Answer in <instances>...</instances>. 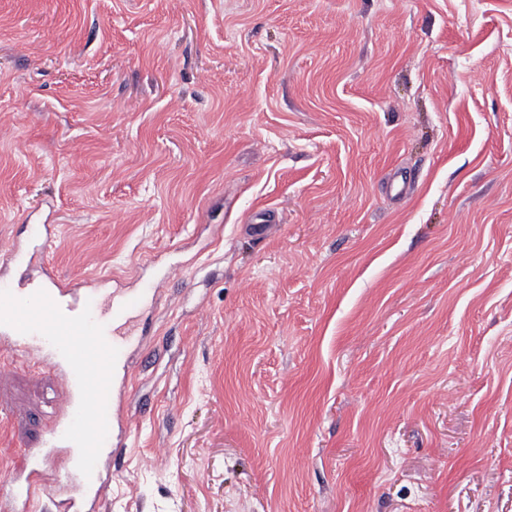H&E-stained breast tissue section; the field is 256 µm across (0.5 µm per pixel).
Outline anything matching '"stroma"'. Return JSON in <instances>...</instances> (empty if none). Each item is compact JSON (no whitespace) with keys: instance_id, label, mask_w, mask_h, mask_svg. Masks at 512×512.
<instances>
[{"instance_id":"obj_1","label":"stroma","mask_w":512,"mask_h":512,"mask_svg":"<svg viewBox=\"0 0 512 512\" xmlns=\"http://www.w3.org/2000/svg\"><path fill=\"white\" fill-rule=\"evenodd\" d=\"M35 224L158 287L100 512H512V0H0ZM57 393L0 359V493Z\"/></svg>"}]
</instances>
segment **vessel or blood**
I'll return each instance as SVG.
<instances>
[{
    "mask_svg": "<svg viewBox=\"0 0 512 512\" xmlns=\"http://www.w3.org/2000/svg\"><path fill=\"white\" fill-rule=\"evenodd\" d=\"M56 231L36 226V243L15 242L8 258L16 270L35 273L40 293L25 299L13 280H0V349L48 369L62 388L39 447L15 463L0 512H35L40 490L62 472L72 482L59 486L55 512H98L111 466L128 448V421L112 405L114 369H130L146 341L135 332L143 294L117 298L58 276L44 247Z\"/></svg>",
    "mask_w": 512,
    "mask_h": 512,
    "instance_id": "b4317fda",
    "label": "vessel or blood"
}]
</instances>
